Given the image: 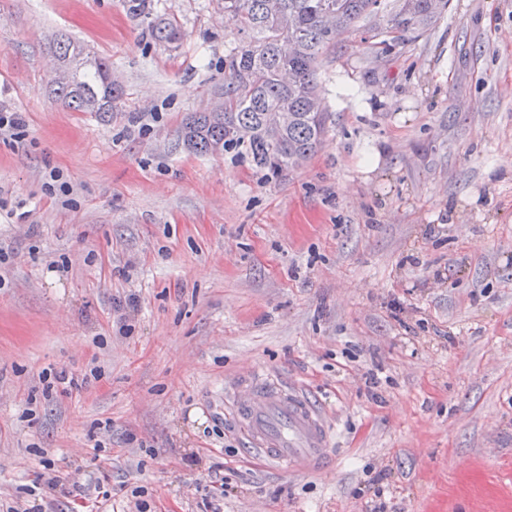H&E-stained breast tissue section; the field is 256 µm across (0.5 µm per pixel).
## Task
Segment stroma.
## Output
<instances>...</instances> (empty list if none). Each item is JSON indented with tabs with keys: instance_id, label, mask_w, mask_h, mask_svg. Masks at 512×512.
<instances>
[{
	"instance_id": "stroma-1",
	"label": "stroma",
	"mask_w": 512,
	"mask_h": 512,
	"mask_svg": "<svg viewBox=\"0 0 512 512\" xmlns=\"http://www.w3.org/2000/svg\"><path fill=\"white\" fill-rule=\"evenodd\" d=\"M151 7L180 43L124 0H0V499L51 460L56 512L90 472L116 512H206L217 470L221 512H512V0L337 38L330 131L278 179L179 138L224 85L218 0ZM62 33L111 63L108 116L54 100ZM253 370L334 425L327 468L247 447L224 393ZM129 13L146 24L152 39L163 46H171L183 39V33L173 21L154 16L148 0H127Z\"/></svg>"
}]
</instances>
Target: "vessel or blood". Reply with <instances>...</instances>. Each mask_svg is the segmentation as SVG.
I'll list each match as a JSON object with an SVG mask.
<instances>
[{"instance_id":"b4317fda","label":"vessel or blood","mask_w":512,"mask_h":512,"mask_svg":"<svg viewBox=\"0 0 512 512\" xmlns=\"http://www.w3.org/2000/svg\"><path fill=\"white\" fill-rule=\"evenodd\" d=\"M230 399L249 447L283 473L328 467L333 429L307 394L252 372L240 379Z\"/></svg>"}]
</instances>
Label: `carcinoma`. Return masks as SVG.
<instances>
[{"label":"carcinoma","instance_id":"1","mask_svg":"<svg viewBox=\"0 0 512 512\" xmlns=\"http://www.w3.org/2000/svg\"><path fill=\"white\" fill-rule=\"evenodd\" d=\"M238 36L224 55V97L208 112H194L181 129L188 149L205 155L228 149L249 158L267 177H279L309 159L329 126L318 87L319 61L336 36L365 21L375 37H419L443 16L448 0H221ZM129 13L152 39L171 46L183 39L173 21L155 16L148 0H127ZM54 53L70 72L52 95L73 112L104 116L120 98L110 64L70 38Z\"/></svg>","mask_w":512,"mask_h":512}]
</instances>
